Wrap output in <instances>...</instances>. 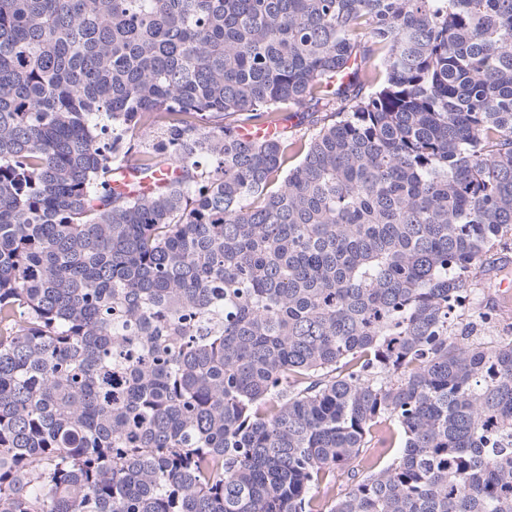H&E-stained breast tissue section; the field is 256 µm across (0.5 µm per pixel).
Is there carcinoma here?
I'll list each match as a JSON object with an SVG mask.
<instances>
[{"label": "carcinoma", "instance_id": "obj_1", "mask_svg": "<svg viewBox=\"0 0 512 512\" xmlns=\"http://www.w3.org/2000/svg\"><path fill=\"white\" fill-rule=\"evenodd\" d=\"M509 237L512 0H0V512H512ZM499 256L502 257V260L506 263V268L504 271L500 272L497 278L492 277V279H485L482 285L484 288V302H487L488 305L492 302L491 297L503 304V302L507 303L506 307H504V316L507 320V323L512 322V238L506 241L505 245H502L499 250ZM507 282L511 285V294L509 299L505 296L504 291L501 290L500 286L502 283Z\"/></svg>", "mask_w": 512, "mask_h": 512}]
</instances>
